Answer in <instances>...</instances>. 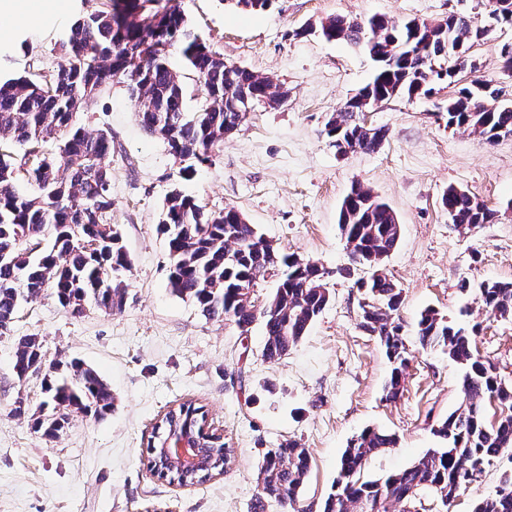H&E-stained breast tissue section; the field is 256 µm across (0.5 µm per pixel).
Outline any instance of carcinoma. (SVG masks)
<instances>
[{
  "label": "carcinoma",
  "instance_id": "cac0c4a2",
  "mask_svg": "<svg viewBox=\"0 0 512 512\" xmlns=\"http://www.w3.org/2000/svg\"><path fill=\"white\" fill-rule=\"evenodd\" d=\"M160 0H100L98 9L75 21L61 42L57 69L35 76L0 79V319L16 314L23 302L51 291L73 315L88 306L121 308L122 275L129 254L117 225L110 222L112 172L104 165L112 153V132L92 135L74 117L112 82L125 84L143 128L161 138L171 155L186 154L197 163L211 157L242 115L231 104L247 96L278 100L271 80L227 64L187 28L183 16L159 8ZM245 11H266L274 0H225ZM489 11L497 23L512 26V0ZM327 41L361 48L374 62L364 91L381 101L399 95L437 93L468 66L448 55V46L468 51L486 33L473 18L451 14L429 24L397 23L384 16L368 19L338 15L310 28ZM177 50L203 87L195 112L184 107L182 76L169 62ZM497 89L479 80L448 98V128L472 130L488 143L512 136V103L493 106ZM324 134L340 153L377 150L375 128L361 121L359 106L345 103L328 120ZM53 142L56 149L46 150ZM29 189L21 192L17 183ZM354 205L341 206L339 229L349 258L372 269L361 281L367 307L360 328L376 337L392 366L384 399L403 390L410 352L398 312L402 291L384 272V259L397 247L398 219L372 190L352 187ZM441 205L455 227L493 222L495 213L464 190L448 188ZM161 232L170 260L174 293L199 305L210 318L239 328L261 320L263 355L276 361L305 336L330 300L323 272L313 262L267 244L257 225L233 207L208 211L195 199L172 190L166 198ZM276 287L261 308L251 301L254 288L269 279ZM480 300L495 317L512 316V282L486 283ZM417 343L441 349L463 369L462 401L435 429L443 446L432 448L408 467L375 479L363 478L368 460L397 444L394 434L373 428L352 439L339 460L335 485L322 512H429L424 494L443 502L455 497L468 475L505 449H512V385L478 355L472 334L449 324L433 309L421 312ZM13 360L43 375L46 400L30 414L35 432L55 439L72 413L103 418L112 412V391L90 366L72 359L47 360L37 338L19 339ZM495 402L498 418L489 422L485 406ZM309 471V453L296 439L269 450L258 472L262 488L254 512L276 502L292 512ZM473 512H512V496L479 500Z\"/></svg>",
  "mask_w": 512,
  "mask_h": 512
}]
</instances>
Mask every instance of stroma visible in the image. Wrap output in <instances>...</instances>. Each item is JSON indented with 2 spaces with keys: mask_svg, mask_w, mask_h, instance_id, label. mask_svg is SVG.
<instances>
[{
  "mask_svg": "<svg viewBox=\"0 0 512 512\" xmlns=\"http://www.w3.org/2000/svg\"><path fill=\"white\" fill-rule=\"evenodd\" d=\"M99 0H68L44 24L9 29L0 21V73L48 71L58 44ZM226 63L271 78L288 99L255 104L210 162L182 179L167 144L147 133L124 86L104 91L78 121L88 132L112 133L105 163L112 171L111 217L131 257L121 308H86L74 316L50 293L25 304L0 335V512H254L264 453L295 438L308 448L309 475L299 491L305 512H320L349 440L368 427L394 433L395 448L373 457L376 478L411 464L441 441L434 427L462 400L461 370L441 351L417 352L404 390L383 398L390 365L379 341L359 326L364 270L349 263L338 228L352 185L371 188L401 225L385 271L401 288L399 310L407 344L424 309L476 330L480 357L512 384V317L490 316L481 285L512 281V136L488 145L443 117L454 87L429 98L398 96L374 106L369 125L388 128L375 152L337 155L323 134L333 112L371 79L374 65L360 49L301 35L336 15H383L437 22L453 13L474 17L487 33L469 51L475 75L512 103V72L501 57L512 27L493 23L485 0H276L252 13L225 0H163ZM469 192L495 211L492 223L456 230L441 206L448 187ZM209 210L236 208L284 253L314 261L330 301L289 354L263 355L261 323L248 331L211 320L168 285L169 257L159 225L172 189ZM36 337L47 359L83 360L112 390L102 419L71 418L48 440L30 426L28 411L44 399L42 378L18 381L13 352L20 337ZM205 406L223 429L234 462L222 476L191 486L153 477L146 444L168 407ZM26 414H17L18 404ZM512 473V451L483 466L436 512H472Z\"/></svg>",
  "mask_w": 512,
  "mask_h": 512,
  "instance_id": "obj_1",
  "label": "stroma"
}]
</instances>
